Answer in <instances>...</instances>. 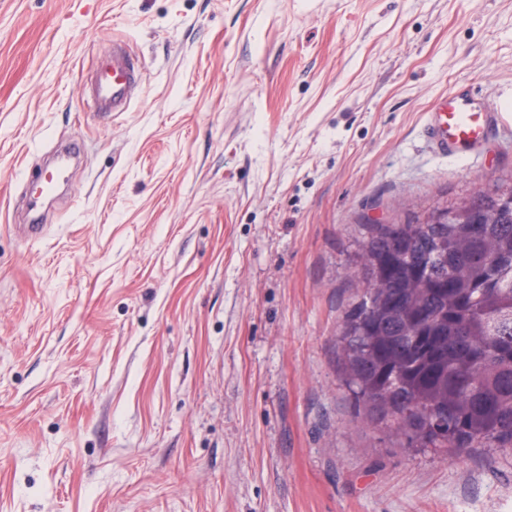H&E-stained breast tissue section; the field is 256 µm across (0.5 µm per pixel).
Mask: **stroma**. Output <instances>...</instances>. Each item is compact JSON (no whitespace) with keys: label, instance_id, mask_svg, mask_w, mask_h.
I'll return each instance as SVG.
<instances>
[{"label":"stroma","instance_id":"35a3bbf8","mask_svg":"<svg viewBox=\"0 0 512 512\" xmlns=\"http://www.w3.org/2000/svg\"><path fill=\"white\" fill-rule=\"evenodd\" d=\"M462 81L512 107V0H0V512H512V452L406 447L341 359L366 225L512 176L423 138ZM144 73L130 57L125 45L112 48V63H100L94 69L86 93L94 112L119 111L129 106L143 84Z\"/></svg>","mask_w":512,"mask_h":512}]
</instances>
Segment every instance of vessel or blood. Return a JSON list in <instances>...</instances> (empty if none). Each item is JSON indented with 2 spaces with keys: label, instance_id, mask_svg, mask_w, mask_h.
<instances>
[{
  "label": "vessel or blood",
  "instance_id": "1",
  "mask_svg": "<svg viewBox=\"0 0 512 512\" xmlns=\"http://www.w3.org/2000/svg\"><path fill=\"white\" fill-rule=\"evenodd\" d=\"M143 79L126 46L116 44L111 63L96 66L87 98L95 111L121 110L130 105ZM511 125L512 114L489 107L466 83L456 84L424 117L433 149L446 156L476 152Z\"/></svg>",
  "mask_w": 512,
  "mask_h": 512
}]
</instances>
